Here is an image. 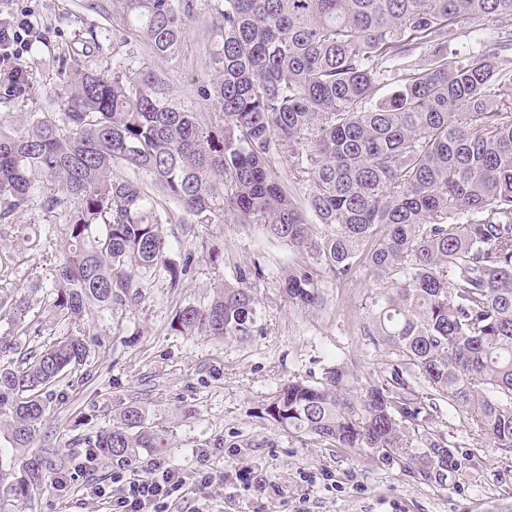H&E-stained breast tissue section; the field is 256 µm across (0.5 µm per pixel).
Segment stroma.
Instances as JSON below:
<instances>
[{
	"mask_svg": "<svg viewBox=\"0 0 512 512\" xmlns=\"http://www.w3.org/2000/svg\"><path fill=\"white\" fill-rule=\"evenodd\" d=\"M114 14V0H0V20L27 18L30 34L41 38L38 52L22 44L9 57V64L30 71L34 89L25 99L0 102V114L21 122L32 112L59 111L61 56L93 70H156L175 101L208 112L196 87L204 78L211 42L209 0H197L182 50L169 59L155 56L142 41L112 43ZM26 224H49L53 230L39 240L29 263L0 270V286L24 295L33 284L51 282L65 246L62 216L46 214L37 203L14 225H0V246L15 244L19 227ZM163 233L173 260L194 253L190 274L174 290L163 277L150 279L139 304L110 316L94 315L97 347L82 370V382L60 383L51 399L35 446L56 450L67 486L49 482L31 500L4 502L0 512H105L90 489L110 485L115 466L86 458L84 440L111 422L120 400L142 404L170 427L166 451L143 454L137 474L161 461L188 475L204 465L221 477L206 493L189 492L175 512H495L512 507V448L481 440L447 402L428 404L410 430L413 452H420L422 437L431 434L448 443L447 467L432 469L427 477L399 460L355 455L286 433L268 419L265 410L284 384L317 381L335 363H353L365 383L387 377L394 355L367 335L370 302L380 284L366 269L345 280H322V306L305 311L288 301L280 275L306 261V254L260 228L167 224ZM213 242L224 247V262L216 266L201 257L203 244ZM252 262L266 273L252 338L171 330L179 307L206 306L214 287L232 280L236 265ZM218 438L224 447L203 448V441ZM246 470L264 479V491L243 479Z\"/></svg>",
	"mask_w": 512,
	"mask_h": 512,
	"instance_id": "obj_1",
	"label": "stroma"
}]
</instances>
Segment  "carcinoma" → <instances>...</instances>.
Instances as JSON below:
<instances>
[{
  "instance_id": "1",
  "label": "carcinoma",
  "mask_w": 512,
  "mask_h": 512,
  "mask_svg": "<svg viewBox=\"0 0 512 512\" xmlns=\"http://www.w3.org/2000/svg\"><path fill=\"white\" fill-rule=\"evenodd\" d=\"M117 2L123 42L180 53L193 0ZM210 12L204 119L150 70L83 69L65 56L62 111L32 112L21 128L0 115V223L39 197L64 213L68 245L33 317L30 298L0 288V439L19 451L0 450L6 496L30 499L56 470L55 449H26L54 388L90 357L86 317L137 303L161 271L171 289L190 272L192 258L168 257L164 224L256 225L306 252L282 281L301 309L321 304L325 275L361 266L382 283L369 337L394 350L390 379L363 386L341 363L316 384L290 381L266 408L284 431L405 457L427 475L448 448L427 437L422 455L409 453L420 387L512 448V0H212ZM484 21L474 50L448 53L462 25ZM385 83L391 94L367 105ZM32 89L27 69L0 72V101ZM281 158L293 160L286 178ZM35 247L26 236L0 252V269ZM264 278L255 262L237 267L208 305L179 308L173 330L253 335ZM59 324L78 335H56ZM113 412L86 441L96 454L133 466L140 451L168 448L169 427L143 405Z\"/></svg>"
}]
</instances>
